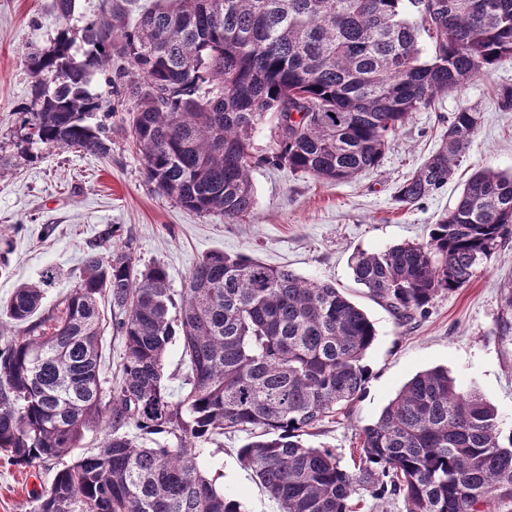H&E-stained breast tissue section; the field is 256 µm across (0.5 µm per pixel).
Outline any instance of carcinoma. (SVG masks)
I'll use <instances>...</instances> for the list:
<instances>
[{
    "label": "carcinoma",
    "instance_id": "cac0c4a2",
    "mask_svg": "<svg viewBox=\"0 0 512 512\" xmlns=\"http://www.w3.org/2000/svg\"><path fill=\"white\" fill-rule=\"evenodd\" d=\"M76 2L54 0L56 42L25 58L29 158L109 154L96 117L114 104L90 83L111 68L150 181L227 223L252 212L263 125L275 139L261 162L347 182L380 165L413 113L512 56V0H151L136 14V0H110L108 15L75 27ZM478 120L454 113L396 201L412 207L447 185ZM511 226L512 175L478 171L427 240L359 251L353 276L404 324L469 284ZM116 233L101 230L59 306L43 309L52 269L0 302V328L21 333L0 343V453L24 467L59 460L105 429L33 495L34 512H243L203 469L228 429L252 431L239 458L280 512H356L362 491L404 512H512V436L503 442L494 407L444 369L416 374L362 427L354 468L305 444L364 393L376 338L334 285L215 251L176 302L165 268H138ZM107 327L124 339L115 379L102 367ZM177 341L190 373L175 401L164 363Z\"/></svg>",
    "mask_w": 512,
    "mask_h": 512
}]
</instances>
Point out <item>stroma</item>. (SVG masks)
Listing matches in <instances>:
<instances>
[{"mask_svg": "<svg viewBox=\"0 0 512 512\" xmlns=\"http://www.w3.org/2000/svg\"><path fill=\"white\" fill-rule=\"evenodd\" d=\"M53 0H0V298L22 282L57 276L46 288L53 305L82 275V257L106 225H118L119 246L129 247L138 266L160 263L173 293H180L196 261L212 251L249 256L299 276L330 282L361 306L377 336L365 363L363 396L347 414L326 419L307 442L332 449L351 466L362 427L371 424L416 373L447 368L457 384L477 390L499 415L503 435H512V236L478 266L464 288L436 297L425 316L397 324L391 313L357 284L350 269L356 250L375 252L405 241H425L429 224L453 207L464 182L477 170L512 172V111L498 95L512 89V57L483 76L439 98L400 127L381 165L351 181L331 184L285 168L254 164L252 213L233 224L223 216L190 212L158 193L128 137L126 115L109 121L106 158L72 148L23 152L22 119L33 108L31 78L24 66L32 50L53 46L60 26ZM471 107L479 123L469 148L446 187L405 208L395 200L400 183L435 151L460 108ZM249 432L231 430L206 458L207 474H219L225 494L245 512H279L238 450ZM49 465L18 467L0 457V512H31L32 490L50 487Z\"/></svg>", "mask_w": 512, "mask_h": 512, "instance_id": "35a3bbf8", "label": "stroma"}]
</instances>
